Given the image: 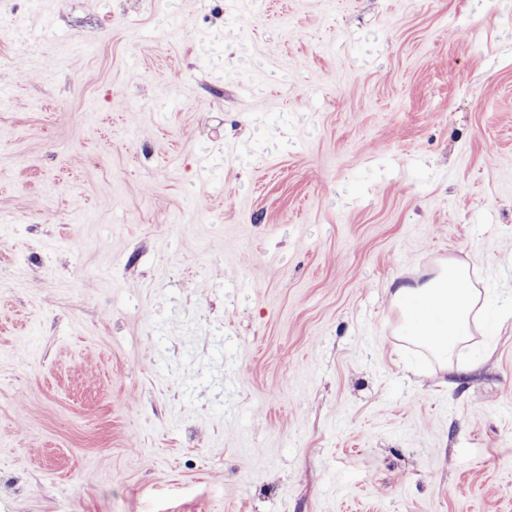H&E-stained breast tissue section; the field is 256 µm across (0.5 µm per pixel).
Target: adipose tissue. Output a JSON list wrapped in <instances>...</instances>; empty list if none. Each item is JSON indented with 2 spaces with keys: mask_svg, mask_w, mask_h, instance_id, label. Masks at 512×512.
Segmentation results:
<instances>
[{
  "mask_svg": "<svg viewBox=\"0 0 512 512\" xmlns=\"http://www.w3.org/2000/svg\"><path fill=\"white\" fill-rule=\"evenodd\" d=\"M391 297L402 312L406 336L445 361L470 336L480 293L471 285L468 266L451 259L425 284L397 285Z\"/></svg>",
  "mask_w": 512,
  "mask_h": 512,
  "instance_id": "ef3b65f1",
  "label": "adipose tissue"
}]
</instances>
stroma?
Instances as JSON below:
<instances>
[{"label": "stroma", "instance_id": "35a3bbf8", "mask_svg": "<svg viewBox=\"0 0 512 512\" xmlns=\"http://www.w3.org/2000/svg\"><path fill=\"white\" fill-rule=\"evenodd\" d=\"M248 5L0 0V512H512V0ZM392 289L393 304L404 318L405 336L443 362L471 335L480 292L472 288L468 266L449 259L425 284L417 287L399 284ZM409 304L426 310L423 320L412 321Z\"/></svg>", "mask_w": 512, "mask_h": 512}]
</instances>
